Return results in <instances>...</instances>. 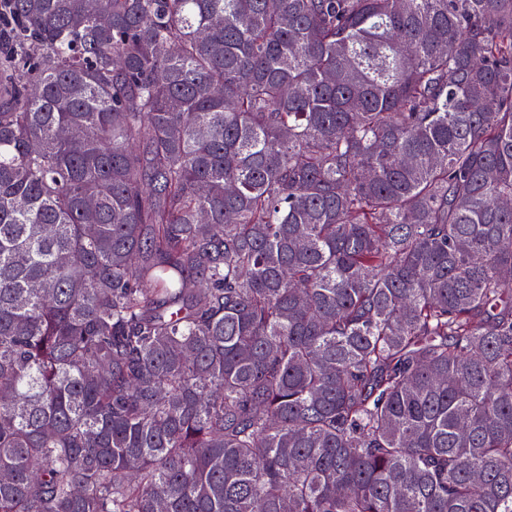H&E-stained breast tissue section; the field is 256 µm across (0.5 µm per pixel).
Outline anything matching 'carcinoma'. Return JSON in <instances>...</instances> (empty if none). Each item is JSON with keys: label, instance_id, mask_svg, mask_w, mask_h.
Wrapping results in <instances>:
<instances>
[{"label": "carcinoma", "instance_id": "obj_1", "mask_svg": "<svg viewBox=\"0 0 512 512\" xmlns=\"http://www.w3.org/2000/svg\"><path fill=\"white\" fill-rule=\"evenodd\" d=\"M512 0H0V512H512Z\"/></svg>", "mask_w": 512, "mask_h": 512}]
</instances>
